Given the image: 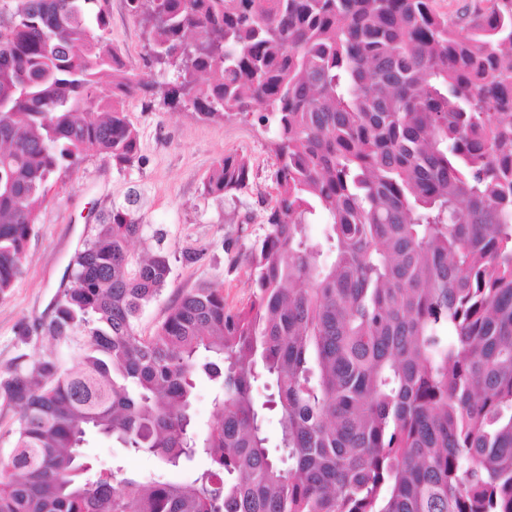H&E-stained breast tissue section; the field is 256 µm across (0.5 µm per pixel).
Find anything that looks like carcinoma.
I'll list each match as a JSON object with an SVG mask.
<instances>
[{
  "label": "carcinoma",
  "mask_w": 512,
  "mask_h": 512,
  "mask_svg": "<svg viewBox=\"0 0 512 512\" xmlns=\"http://www.w3.org/2000/svg\"><path fill=\"white\" fill-rule=\"evenodd\" d=\"M14 2L0 14L1 298L56 179L90 155L135 163L130 98L254 116L276 170L249 301L229 309L201 285L149 336L137 321L169 255L131 251L134 204L103 216L43 325L75 367L53 354L0 372L19 414L0 512H512V0L464 19L435 0H130L164 83L126 69L102 0ZM249 178L227 154L202 193ZM201 373L219 407L203 434ZM89 432L170 471L207 464L188 481L119 463L90 478Z\"/></svg>",
  "instance_id": "cac0c4a2"
}]
</instances>
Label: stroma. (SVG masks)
<instances>
[{
  "label": "stroma",
  "instance_id": "obj_1",
  "mask_svg": "<svg viewBox=\"0 0 512 512\" xmlns=\"http://www.w3.org/2000/svg\"><path fill=\"white\" fill-rule=\"evenodd\" d=\"M104 8L109 37L121 50L128 70L154 78L155 70L145 61L143 27L133 17L128 0H105ZM126 111L139 131L140 159L120 170L108 160L90 157L51 189L37 233L27 246L22 273L0 298V371L58 351V344L42 333L40 325L49 321L56 297L71 287L69 265L94 238L100 215L132 196L145 224L134 252L164 248L172 268L167 286L140 315L142 335L153 333L181 293L202 284L223 288L230 309L245 305L251 296V270L244 252L263 234L275 194L270 131L250 118L205 122L193 113L171 112L145 98L130 100ZM231 153L248 157L252 166L248 185L233 198L203 196L205 174L216 160ZM83 453L95 472L118 462L146 479L172 477L154 458L130 454L98 435H87Z\"/></svg>",
  "mask_w": 512,
  "mask_h": 512
}]
</instances>
